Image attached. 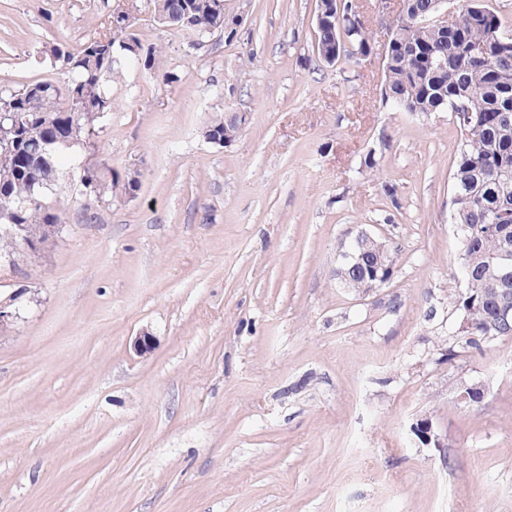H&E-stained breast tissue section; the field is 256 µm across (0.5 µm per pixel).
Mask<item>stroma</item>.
I'll return each mask as SVG.
<instances>
[{"instance_id":"obj_1","label":"stroma","mask_w":512,"mask_h":512,"mask_svg":"<svg viewBox=\"0 0 512 512\" xmlns=\"http://www.w3.org/2000/svg\"><path fill=\"white\" fill-rule=\"evenodd\" d=\"M130 4L155 57L118 59L66 178L97 163L137 192L71 195L50 247L0 259V299L24 294L0 512H512V336L439 354L463 288L448 113L383 103L379 60L319 59L318 0H224L241 26L197 45L154 0H0V88L64 84L49 47ZM220 112L247 116L225 147L203 136ZM361 230L400 252L358 294L336 269Z\"/></svg>"}]
</instances>
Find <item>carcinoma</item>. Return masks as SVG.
<instances>
[{
	"label": "carcinoma",
	"mask_w": 512,
	"mask_h": 512,
	"mask_svg": "<svg viewBox=\"0 0 512 512\" xmlns=\"http://www.w3.org/2000/svg\"><path fill=\"white\" fill-rule=\"evenodd\" d=\"M435 8V0H401L390 28L382 100L425 117L448 112L462 135L451 206L453 223L462 228L457 264L465 270L464 289L450 305L473 321L474 329L458 332L457 343L442 349L441 358L450 362L461 349L491 343L489 334L497 340L512 336V323L498 317L500 309H512V281L503 278L502 257L512 252V35L479 0L461 11L446 32L421 24ZM155 14L161 24L199 39L224 28V0H155ZM340 35L347 58L372 46L370 33L344 17L342 25L316 31L318 56L329 54ZM119 55L151 60L129 9L112 16L106 30L79 51L51 49L54 64L67 75L64 85L42 80L0 91V113L14 119L11 134L0 143V254L32 251L46 239L48 226L61 223L50 197L71 191L62 181L65 155L112 112L108 85ZM84 175L89 204L131 187L127 173L113 172L106 180L88 164ZM360 253L359 265L337 268L339 283L354 292L368 283L387 284L396 245L374 240Z\"/></svg>",
	"instance_id": "carcinoma-1"
}]
</instances>
